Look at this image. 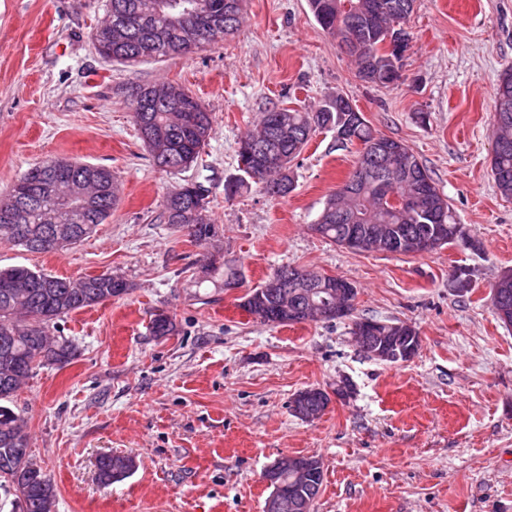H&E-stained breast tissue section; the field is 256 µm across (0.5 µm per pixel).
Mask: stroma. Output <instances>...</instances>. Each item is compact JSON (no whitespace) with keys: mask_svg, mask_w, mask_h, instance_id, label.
<instances>
[{"mask_svg":"<svg viewBox=\"0 0 512 512\" xmlns=\"http://www.w3.org/2000/svg\"><path fill=\"white\" fill-rule=\"evenodd\" d=\"M106 15L107 0H0V199L28 168L62 157L109 167L120 188L90 238L55 254L0 244V267L70 279L109 271L131 285L58 319L53 332L75 358L34 370L11 403L57 512H263L265 467L292 455L324 465L313 512H512V326L492 305L496 277L512 271V199L491 174L512 0H416L402 76L388 88L358 78L307 0H246L234 38L136 65L96 50ZM162 82L188 88L212 117L200 164L177 175L153 165L132 119L134 92ZM338 94L427 167L465 240L386 255L316 235L360 150L331 130L295 160L286 197L254 185L225 200L237 144L263 112L312 111ZM187 181L209 189L217 241L160 223L163 197ZM219 251L241 270L240 287L224 290L220 271L202 281ZM282 266L354 283L356 316L413 326L418 353L399 364L367 357L348 318L275 326L246 313L242 297ZM159 312L175 334L152 335ZM311 387L331 401L305 421L290 402ZM107 454L138 468L103 485Z\"/></svg>","mask_w":512,"mask_h":512,"instance_id":"1","label":"stroma"}]
</instances>
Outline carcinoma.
<instances>
[{"mask_svg": "<svg viewBox=\"0 0 512 512\" xmlns=\"http://www.w3.org/2000/svg\"><path fill=\"white\" fill-rule=\"evenodd\" d=\"M143 0H109L112 12V34L94 35L103 50V56L114 61L138 63L140 56L152 61L184 55L182 45L206 29V18L192 14L157 13L144 19L142 26L130 30L126 18ZM211 15L224 24V35L235 34L242 14L232 4L238 0H202ZM406 0H308L316 22L327 33L343 38L342 25L350 16L359 21L358 38L367 47L347 51L357 65L358 77L369 61L379 73V82L387 87L399 80L393 76L402 68V58L382 51L381 43L392 25L403 26L408 14L399 8ZM349 99L338 94L327 99L317 110L309 112L298 108H275L262 114L254 132L238 142L237 168L242 175L224 184V196L232 198L249 182L261 185L271 196L284 197L294 189L292 162L302 153L313 134L319 129H333L346 108ZM494 140L511 144L502 152H493L492 176L500 195L512 198V67L498 77L493 105ZM133 119L140 138L150 152L153 164L165 171L179 172L194 166L205 147L211 129V114L178 83L142 87L133 99ZM378 133L368 121L355 125L347 142L358 141L366 147L356 166L364 173L355 195L334 191L327 199L311 229L320 237L343 245L346 225L336 221V213L356 218V223L371 228L384 227L394 235H403L414 228L442 224L448 228L447 246L464 236L447 199L433 181L428 169L406 145L392 143L404 160L395 163L392 156L377 160L367 151ZM40 175L38 166L25 171L14 183L10 196L18 207V223L0 222V243L6 242L31 253H55L81 242L93 229L105 223L115 205L117 196L109 189H117L112 170L64 160L57 173L63 182L92 179L101 187L96 205L86 209L74 222L66 215H55L56 225L70 227L71 240L59 242L45 223V213L52 211L47 200L36 202L24 192L26 181ZM427 182L430 205L420 211L399 209L380 194L377 183L387 184V191L401 196L415 187L416 182ZM209 190L200 182H185L163 199L159 218L163 223L188 232L196 242H211L218 237V228L205 219L209 205ZM271 278L288 281V287L264 291L266 284L249 292L239 307L250 311L254 301L262 298L269 311L276 303L292 299L301 288L317 278V273L290 266L278 268ZM130 285L120 275L103 272L72 281L34 271L25 266L0 268V484L13 492L18 512H56L57 491L51 478L43 470H35L29 447L27 421L17 415L6 403L21 389L25 380L39 367L65 364L75 355L73 345L50 335L49 327L56 320L78 310L90 308L127 293ZM176 330L174 319L165 312L155 314L151 331L155 336H170ZM324 479L323 465L307 470L305 481L298 490L311 500L318 497Z\"/></svg>", "mask_w": 512, "mask_h": 512, "instance_id": "1", "label": "carcinoma"}]
</instances>
